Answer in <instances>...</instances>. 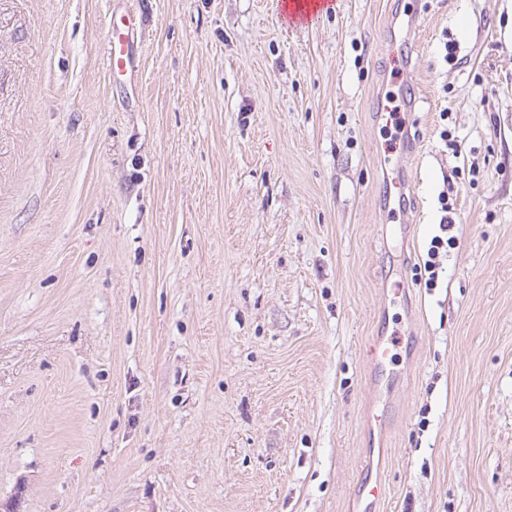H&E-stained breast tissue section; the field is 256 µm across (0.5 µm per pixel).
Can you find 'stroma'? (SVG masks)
<instances>
[{
    "mask_svg": "<svg viewBox=\"0 0 512 512\" xmlns=\"http://www.w3.org/2000/svg\"><path fill=\"white\" fill-rule=\"evenodd\" d=\"M1 504L512 512V0H0ZM119 21L122 27L119 28L116 24V27L113 26L112 28V47L109 62L113 71L118 70L126 73L131 64L130 39L134 34L137 22L134 16L130 14H121ZM392 346V339L379 338L374 341L366 352L369 365L378 372L383 371L393 360Z\"/></svg>",
    "mask_w": 512,
    "mask_h": 512,
    "instance_id": "35a3bbf8",
    "label": "stroma"
}]
</instances>
